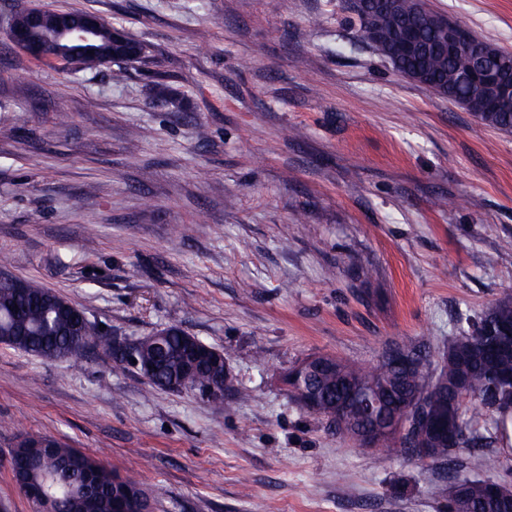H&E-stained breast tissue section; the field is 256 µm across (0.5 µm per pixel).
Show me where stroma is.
<instances>
[{"instance_id": "1", "label": "stroma", "mask_w": 512, "mask_h": 512, "mask_svg": "<svg viewBox=\"0 0 512 512\" xmlns=\"http://www.w3.org/2000/svg\"><path fill=\"white\" fill-rule=\"evenodd\" d=\"M20 1L0 0L9 273L120 344L179 326L240 390L220 405L93 348L74 366L0 346V512H33L8 464L23 433L135 477L153 512H446L444 481L337 434L286 376L313 354L441 348L512 290V132L396 75L343 0H24L146 49L77 74L10 45ZM428 2L512 49V0Z\"/></svg>"}]
</instances>
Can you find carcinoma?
Segmentation results:
<instances>
[{
  "label": "carcinoma",
  "mask_w": 512,
  "mask_h": 512,
  "mask_svg": "<svg viewBox=\"0 0 512 512\" xmlns=\"http://www.w3.org/2000/svg\"><path fill=\"white\" fill-rule=\"evenodd\" d=\"M417 0H385L369 5V12H355L375 28L374 48L400 76L419 73L423 85L448 99L467 104L484 124L512 131V102L503 101L497 110H484V101L494 95L491 88L479 91L461 82L471 66L468 53L450 56L441 50L444 29L459 35L469 45L492 47L500 67L512 76V52L480 39L457 22L430 9L417 19L422 48L408 57L392 58L389 46L408 30ZM15 288L0 282V346L48 360L82 361L90 344L112 354L106 333L90 318H81L76 306L61 303L60 295L31 281L18 280ZM25 322L17 331L15 316ZM465 326L448 337L439 360L432 358L430 345L421 340H399L382 351L376 363L366 367L329 356L312 358L311 368L301 378L321 408L312 411L349 440L360 443L368 418L364 410L344 403L353 387L375 394L389 414L406 421L402 428L381 432L374 449L391 460L415 462L422 472L443 470L451 475L448 512H503L507 505L489 497V481L475 477L486 465L482 449L486 436L475 424L485 414L496 415L504 426L512 418V293L506 292L479 317L464 318ZM169 336L161 345H143L137 350L140 366H150L154 377L148 383L172 392L196 391L205 395L211 377L202 371L188 372L185 362L192 349L208 344L178 326H168ZM407 356L413 368L403 371L393 360ZM467 394L474 408L465 411L460 397ZM452 422L457 427L453 442L445 440L436 424ZM49 437L29 434L11 452L10 469L18 490L39 512H151L152 499L132 478L114 473L96 455L54 442Z\"/></svg>",
  "instance_id": "1"
}]
</instances>
